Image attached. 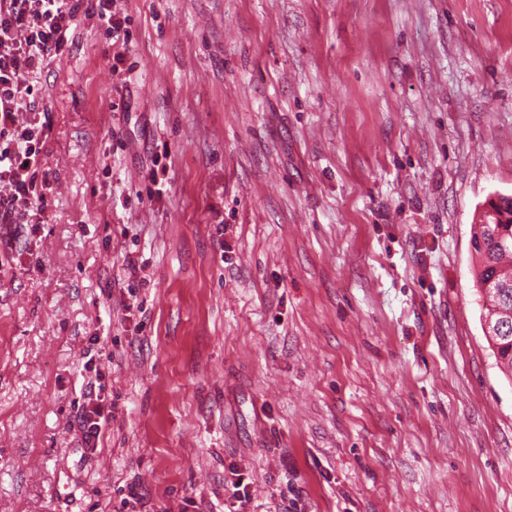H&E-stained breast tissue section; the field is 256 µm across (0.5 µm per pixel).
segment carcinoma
I'll return each instance as SVG.
<instances>
[{
    "label": "carcinoma",
    "instance_id": "1",
    "mask_svg": "<svg viewBox=\"0 0 512 512\" xmlns=\"http://www.w3.org/2000/svg\"><path fill=\"white\" fill-rule=\"evenodd\" d=\"M472 246L477 254V292L489 281L495 285L491 289L494 306L484 309L485 319L495 323L505 312H512V267L506 266V260L512 259V199L503 200L493 215L472 225ZM488 343L499 370L512 379V319L501 324Z\"/></svg>",
    "mask_w": 512,
    "mask_h": 512
}]
</instances>
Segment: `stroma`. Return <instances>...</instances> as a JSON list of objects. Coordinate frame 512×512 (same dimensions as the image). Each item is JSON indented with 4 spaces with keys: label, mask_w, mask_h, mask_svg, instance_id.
Masks as SVG:
<instances>
[{
    "label": "stroma",
    "mask_w": 512,
    "mask_h": 512,
    "mask_svg": "<svg viewBox=\"0 0 512 512\" xmlns=\"http://www.w3.org/2000/svg\"><path fill=\"white\" fill-rule=\"evenodd\" d=\"M116 5L132 72L77 16L20 110L50 190L0 224V512H225L238 479L240 512H512L471 246L512 194V0ZM87 401L82 405L77 417L79 430L81 432V443L83 448L90 453L95 454L100 442L102 428L112 417V405L105 415V409L98 402L99 396L94 398L87 397Z\"/></svg>",
    "instance_id": "stroma-1"
}]
</instances>
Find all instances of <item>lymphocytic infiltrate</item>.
Segmentation results:
<instances>
[{"instance_id": "obj_1", "label": "lymphocytic infiltrate", "mask_w": 512, "mask_h": 512, "mask_svg": "<svg viewBox=\"0 0 512 512\" xmlns=\"http://www.w3.org/2000/svg\"><path fill=\"white\" fill-rule=\"evenodd\" d=\"M0 0V224L42 223L50 188L42 157L49 128L19 121L36 93L33 75L69 49L78 11L94 18L112 41L129 37V17L116 0Z\"/></svg>"}]
</instances>
